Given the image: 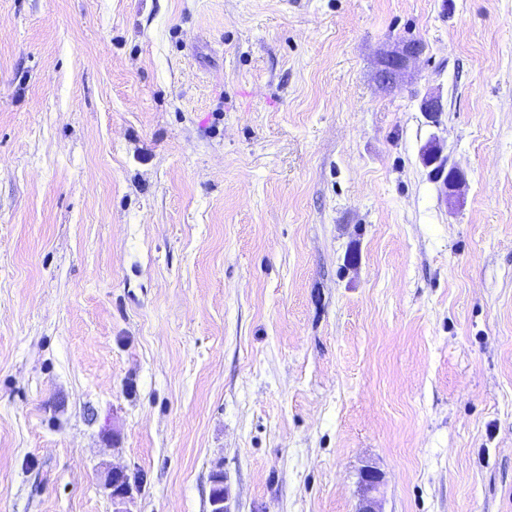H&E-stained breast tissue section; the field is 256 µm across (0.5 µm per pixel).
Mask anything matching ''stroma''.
<instances>
[{
	"mask_svg": "<svg viewBox=\"0 0 512 512\" xmlns=\"http://www.w3.org/2000/svg\"><path fill=\"white\" fill-rule=\"evenodd\" d=\"M115 466L128 512H357L367 466L512 512V0H0V512ZM424 49V44L416 38L397 41L392 49L382 53L378 59V83L385 89L397 88L409 75L411 67L422 56ZM421 156L427 167L434 166L431 172L435 177L437 175L441 177L443 174H447V178L443 181L442 191L446 198L448 196L449 200L454 198L458 188L462 183H464L465 176L464 173L457 168H451L448 172L446 171L447 159L443 156V150L439 139L435 136L431 137V139L422 147Z\"/></svg>",
	"mask_w": 512,
	"mask_h": 512,
	"instance_id": "35a3bbf8",
	"label": "stroma"
}]
</instances>
